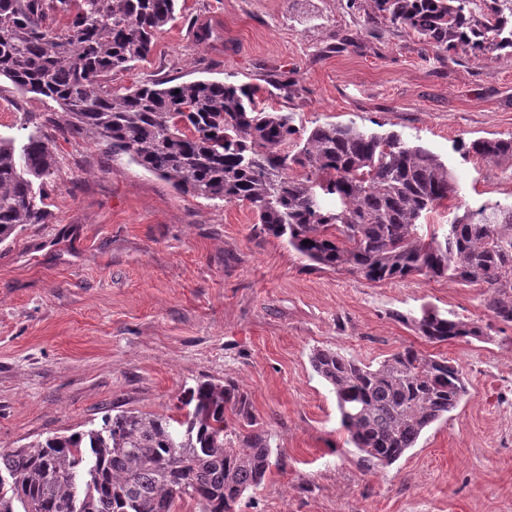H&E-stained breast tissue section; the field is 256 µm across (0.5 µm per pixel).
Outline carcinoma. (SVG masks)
Instances as JSON below:
<instances>
[{
  "label": "carcinoma",
  "mask_w": 512,
  "mask_h": 512,
  "mask_svg": "<svg viewBox=\"0 0 512 512\" xmlns=\"http://www.w3.org/2000/svg\"><path fill=\"white\" fill-rule=\"evenodd\" d=\"M178 0H0V77L56 104L65 131L93 135L182 194L241 202L259 233L284 238L318 268L380 283L424 276L485 289L486 316L512 326V205L481 206L417 234V221L457 195L448 166L394 132L326 123L300 131L288 112L257 106L242 84L157 82L112 92L105 78L131 69L176 20ZM369 33L385 24L443 54L489 56L512 49V0H347ZM72 15L65 34L49 20ZM298 136L297 150L282 149ZM469 150L512 167V136ZM303 169L301 178L288 170ZM56 146L40 129L0 136V243L49 214L44 186ZM310 244L305 245L303 241ZM428 342L482 340L484 326L424 309L404 316ZM313 371L336 395L348 442L374 466L415 447L423 431L466 395L463 369L407 347L377 365L316 349ZM181 416L138 410L0 448V512H236L270 466L271 437L252 426L250 403L233 386L200 382L183 391Z\"/></svg>",
  "instance_id": "cac0c4a2"
}]
</instances>
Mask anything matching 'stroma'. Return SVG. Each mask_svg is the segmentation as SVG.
Returning <instances> with one entry per match:
<instances>
[{"instance_id": "stroma-1", "label": "stroma", "mask_w": 512, "mask_h": 512, "mask_svg": "<svg viewBox=\"0 0 512 512\" xmlns=\"http://www.w3.org/2000/svg\"><path fill=\"white\" fill-rule=\"evenodd\" d=\"M347 33L357 46L337 50ZM167 79L246 84L297 127L352 122L430 149L459 195L423 231L512 204V168L468 150L512 135V54L450 61L411 34L372 37L346 0H180L147 60L111 86ZM56 110L0 77V134L24 137L32 119L58 158L47 223L0 243V448L85 429L116 407L170 416L185 388L233 383L273 448L237 512H512V326L432 344L402 320L424 306L484 319L481 288L314 268L257 233L245 205L177 192L101 141L61 133ZM322 347L366 364L406 347L439 354L462 367L468 393L415 448L373 467L311 367Z\"/></svg>"}]
</instances>
